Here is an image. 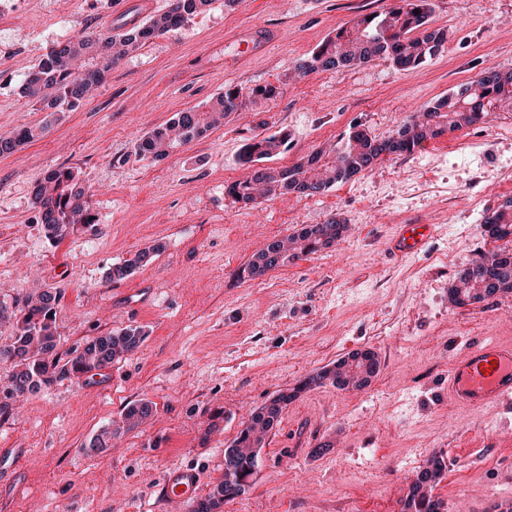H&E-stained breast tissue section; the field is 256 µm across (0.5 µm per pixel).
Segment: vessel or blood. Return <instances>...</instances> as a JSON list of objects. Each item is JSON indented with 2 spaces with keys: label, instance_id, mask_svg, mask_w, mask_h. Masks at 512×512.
<instances>
[{
  "label": "vessel or blood",
  "instance_id": "1",
  "mask_svg": "<svg viewBox=\"0 0 512 512\" xmlns=\"http://www.w3.org/2000/svg\"><path fill=\"white\" fill-rule=\"evenodd\" d=\"M434 236L429 224H401L389 242L394 256L418 254ZM448 397L466 409H487L512 400V340L473 339L448 366ZM198 487L194 470L169 468L159 488L172 505L191 499Z\"/></svg>",
  "mask_w": 512,
  "mask_h": 512
}]
</instances>
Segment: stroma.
Returning <instances> with one entry per match:
<instances>
[{
	"label": "stroma",
	"instance_id": "1",
	"mask_svg": "<svg viewBox=\"0 0 512 512\" xmlns=\"http://www.w3.org/2000/svg\"><path fill=\"white\" fill-rule=\"evenodd\" d=\"M136 0H0V135L44 118L21 93L54 44L107 28L126 31ZM393 0H213L184 26L121 59L40 137L0 155V301L59 289L64 349L129 325L148 336L97 378L63 381L14 402L0 448L23 449L0 469V512H191L158 497L173 465L199 473L205 496L249 411L348 354L368 349L380 370L366 389L327 384L299 394L262 450L252 486L224 512H402L427 459L448 469L434 493L448 512H512V402L472 412L448 400V363L473 337L512 338V293L454 307L455 275L498 243L484 214L512 199V103L487 121L390 155L316 196L289 192L250 204L226 187L250 177L244 144L287 131L269 166L292 167L355 128L385 139L416 111L491 68H512V0H432L443 50L401 70L390 59L300 73L336 31ZM270 30L262 52L246 40ZM241 110L162 161L138 141L225 87ZM274 94L259 96V89ZM88 189L98 222L49 241L32 190L57 167ZM337 219L324 250L250 278L244 268L275 238ZM434 224L418 255L388 251L397 225ZM163 250L107 282L129 253ZM142 398V429L89 457L84 443Z\"/></svg>",
	"mask_w": 512,
	"mask_h": 512
}]
</instances>
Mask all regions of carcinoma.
Returning a JSON list of instances; mask_svg holds the SVG:
<instances>
[{
    "mask_svg": "<svg viewBox=\"0 0 512 512\" xmlns=\"http://www.w3.org/2000/svg\"><path fill=\"white\" fill-rule=\"evenodd\" d=\"M213 0H173L166 12L150 18L140 27L123 34L112 30L91 35H77L50 48L28 75L23 94L37 111L48 113L41 125L25 127L9 137L0 136V154L12 153L21 144L44 132L59 112L79 106L87 91L100 83L112 67L128 52L145 46L156 37L183 26L205 10ZM431 0H397L382 12L359 17L352 26L339 29L324 41L311 58L299 65L310 72L332 70L366 63L373 58H390L400 69L417 67L438 55L447 41V32L428 26ZM500 81L486 84L481 80L463 83L458 89L437 99L423 112L410 118L386 139H376L363 131L351 130L340 139V146L330 153H311L295 166L275 175L258 171L244 181H235L226 192L246 204L262 197L291 191L323 193L338 183L371 168L387 155L411 154L421 145L446 131L461 130L488 117L485 104L492 101L512 102V69L498 71ZM245 97L238 88H227L205 104L178 113L167 124L146 134L137 149L155 159L165 158L179 148L224 123L231 113L243 107ZM288 141V133L278 131L255 137L244 147L240 160L254 164L278 155ZM39 208L41 226L47 239L61 242L79 228L92 229L96 217L87 202V189L74 172L65 167L52 169L39 179L33 189ZM485 231L494 240L512 238V202L485 216ZM346 225L331 219L311 224L293 234L274 239L249 260L243 271L251 278L283 267L302 255L331 247L341 238ZM163 249V243L138 249L106 275L109 282L129 277ZM495 282L497 293H512V253L495 251L479 254L469 267L459 273L448 288V302L456 307L465 301L486 298V283ZM61 292L47 288L26 295L8 307L0 303V322H12L11 342L0 345V363L8 365L6 381L0 386V417L6 419L12 403L35 395L63 380H80L98 375L128 355L136 352L147 338L140 326H126L85 340L63 352L57 329V310ZM344 371L322 369L309 375L291 390L277 393L264 404L252 409L230 447L224 449V475L209 493L198 500L192 512H224V503L247 493L261 460L262 448L279 425L284 408L307 389L326 383L339 386ZM155 404L140 399L124 406L119 418L100 429L86 444L95 454L120 434L139 429L153 414ZM445 463L434 456L419 471L404 500L403 512H446L445 502L433 495L444 474Z\"/></svg>",
    "mask_w": 512,
    "mask_h": 512,
    "instance_id": "1",
    "label": "carcinoma"
}]
</instances>
